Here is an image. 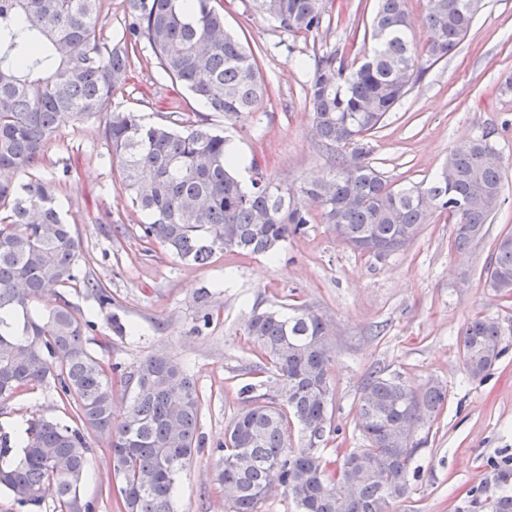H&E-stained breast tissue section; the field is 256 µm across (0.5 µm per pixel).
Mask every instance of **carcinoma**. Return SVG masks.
I'll list each match as a JSON object with an SVG mask.
<instances>
[{
    "label": "carcinoma",
    "mask_w": 512,
    "mask_h": 512,
    "mask_svg": "<svg viewBox=\"0 0 512 512\" xmlns=\"http://www.w3.org/2000/svg\"><path fill=\"white\" fill-rule=\"evenodd\" d=\"M127 7L122 37L112 43L96 39L100 0H0V399L51 382L70 407L68 424L41 418L0 427V488L20 507H41L51 488L57 512H92L81 484L94 433L109 438L120 512H174L179 475L204 447L203 396L182 366L161 354L122 373L103 363L86 339L94 322L75 315L61 293L82 286L107 310L112 332H126L107 288L79 277L80 236L59 211L52 180L34 173L63 129L100 121L123 189L147 219L140 237L198 265L224 251L272 257L304 233L316 209L338 240L361 255L381 248L386 258L439 209L452 218L453 246L464 253L485 235L502 195L493 130L455 146L425 182L396 187L369 161L364 139L424 72L405 0H379L371 47L357 68L336 51L315 58L307 89L313 135L334 162L331 177L296 191L272 183L256 163L244 187L227 140L205 120L178 131L112 109L143 43L172 81L226 120L258 110L268 96L254 54L226 32L213 0H127ZM483 7V0H426L420 22L431 33L428 57H447ZM251 8L285 32L311 34L328 12L327 0H251ZM484 275L485 286L512 293L511 233L498 238ZM49 293L57 304L33 313ZM245 333L267 379L240 388L248 406L224 433L216 481L226 512H263L274 487L293 512H388L406 498L422 440L394 442L390 429L436 419L446 388L432 381L417 390L373 371L356 404L363 447L332 458L324 453L339 432L329 325L295 306L254 313ZM501 336L494 317L464 324L458 344L471 377L501 356ZM116 373L130 400L117 426ZM491 467L493 484L472 487L459 512H512V456Z\"/></svg>",
    "instance_id": "obj_1"
}]
</instances>
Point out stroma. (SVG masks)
Here are the masks:
<instances>
[{
	"instance_id": "1",
	"label": "stroma",
	"mask_w": 512,
	"mask_h": 512,
	"mask_svg": "<svg viewBox=\"0 0 512 512\" xmlns=\"http://www.w3.org/2000/svg\"><path fill=\"white\" fill-rule=\"evenodd\" d=\"M250 0H219L226 30L254 50L269 96L255 112L227 121L208 112L161 72L149 46L137 53L132 77L114 94L116 111L140 113L149 123L176 119L189 126L209 119L223 131L238 157V175L250 176L252 161L285 187L326 175L330 154L312 132L303 89L313 56L338 51L346 64L359 62L370 46L377 0H330L329 24L304 37L276 28L249 7ZM421 81L366 139L373 166L395 184L432 177L461 142L491 128L501 152L502 203L482 240L469 252L453 246L447 214L434 212L417 238L384 260L354 253L322 221L288 239L275 257L216 255L187 265L157 244L141 239L142 214L128 203L118 166L99 123L67 128L47 148L39 174L70 167L58 186L57 204L79 232L81 270L100 281L128 335L112 334L82 288L66 297L76 315L91 319L90 348L106 362L132 367L163 354L180 362L204 397L200 431L204 448L183 471L175 512H224L215 480L224 431L242 407L239 387L255 381L260 360L245 334L256 310L304 305L333 331L329 376L334 421L340 432L329 456L360 447L355 410L360 388L375 369L420 388L442 382L448 402L434 422L421 424L423 441L414 462L410 495L389 512H457L467 491L491 479L490 461L512 455V298L486 288L482 276L496 240L512 233V0H485L467 36L447 58L424 60ZM211 293L213 318L197 319L194 296ZM497 318L503 354L481 378H471L458 348L462 326L476 316ZM69 408L53 386L43 385L0 400V427L10 429L42 417L67 421ZM94 452L81 487L95 512H118L108 488V440L91 436Z\"/></svg>"
}]
</instances>
